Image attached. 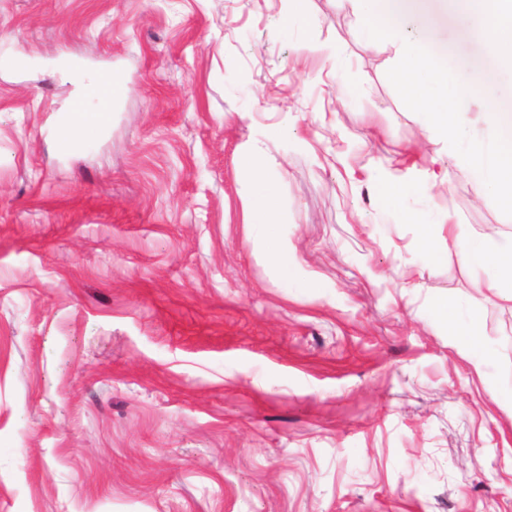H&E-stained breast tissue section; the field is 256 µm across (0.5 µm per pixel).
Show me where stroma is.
Instances as JSON below:
<instances>
[{
	"mask_svg": "<svg viewBox=\"0 0 512 512\" xmlns=\"http://www.w3.org/2000/svg\"><path fill=\"white\" fill-rule=\"evenodd\" d=\"M64 54L125 88L68 143ZM401 56L358 0H0V512H512L507 276L422 240L512 217L404 105ZM473 317L480 366L448 330ZM257 162L245 184L246 211L245 224H271L274 205V191L271 185L258 172Z\"/></svg>",
	"mask_w": 512,
	"mask_h": 512,
	"instance_id": "1",
	"label": "stroma"
}]
</instances>
